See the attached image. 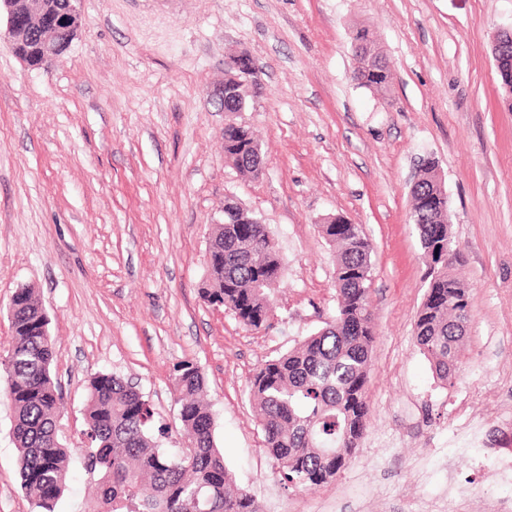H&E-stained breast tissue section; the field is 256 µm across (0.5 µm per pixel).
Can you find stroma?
Wrapping results in <instances>:
<instances>
[{
    "label": "stroma",
    "mask_w": 512,
    "mask_h": 512,
    "mask_svg": "<svg viewBox=\"0 0 512 512\" xmlns=\"http://www.w3.org/2000/svg\"><path fill=\"white\" fill-rule=\"evenodd\" d=\"M63 61L24 65L0 38V352L6 307L34 288L57 342L61 435L81 446L85 383L112 372L149 399L178 447L172 377L203 371L215 436L261 512H490L512 502L485 455L512 418V111L492 46L512 0H84ZM368 29L392 93L353 77ZM249 53L264 95L238 120L264 153L259 178L224 161L227 56ZM451 202L456 270L473 298L464 364L442 386L414 338L426 258L409 219L420 158ZM234 196L283 257L269 329L250 331L200 295L208 241ZM372 246L376 337L367 431L334 481L284 488L255 420L249 379L336 314L325 217ZM13 408L0 391V512H32ZM71 463L59 512H100Z\"/></svg>",
    "instance_id": "stroma-1"
}]
</instances>
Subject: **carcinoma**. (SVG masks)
Here are the masks:
<instances>
[{
	"label": "carcinoma",
	"mask_w": 512,
	"mask_h": 512,
	"mask_svg": "<svg viewBox=\"0 0 512 512\" xmlns=\"http://www.w3.org/2000/svg\"><path fill=\"white\" fill-rule=\"evenodd\" d=\"M235 58L224 68V109L237 110L251 97L235 81ZM355 79L381 94L390 87V66L356 67ZM261 148L245 124L224 123V159L257 177ZM436 162L421 161L412 190L410 219L429 259L427 287L417 313L415 340L443 385L453 383L463 360L472 297L452 273L463 256L441 258L451 236L448 216L427 207L438 189ZM231 197L224 223L214 227L212 257L201 282L210 305L222 303L252 331L271 326V291L282 275L276 239L266 225ZM320 225L336 249L334 283L338 310L292 349L266 361L252 375L249 391L264 435V447L287 486H317L336 477L364 438L366 390L375 325L369 302L372 244L359 224ZM12 345L0 354V377L14 408L13 438L21 487L34 512H58L73 454L98 490L105 512H261L254 496L234 486L215 438V418L204 399L205 377L192 362L176 367L175 404L182 437L179 448H163L151 431L153 412L138 385L108 372L86 380L80 448L62 443V398L51 373L55 344L49 319L35 291L16 289L7 307Z\"/></svg>",
	"instance_id": "1"
}]
</instances>
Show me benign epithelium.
<instances>
[{
    "mask_svg": "<svg viewBox=\"0 0 512 512\" xmlns=\"http://www.w3.org/2000/svg\"><path fill=\"white\" fill-rule=\"evenodd\" d=\"M7 14V37L15 55L29 67L61 61L82 24V0H0ZM241 83L258 89L254 65L239 68Z\"/></svg>",
    "mask_w": 512,
    "mask_h": 512,
    "instance_id": "1",
    "label": "benign epithelium"
}]
</instances>
